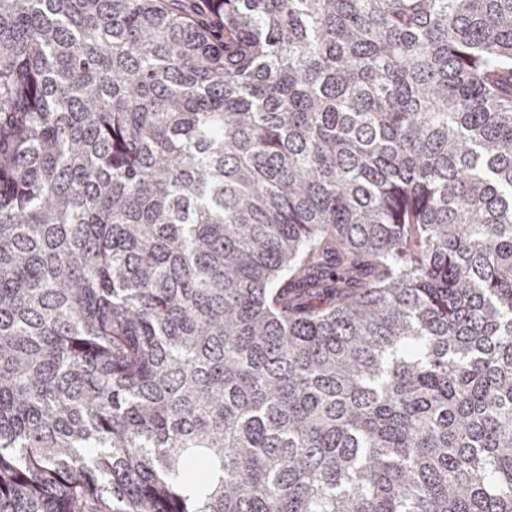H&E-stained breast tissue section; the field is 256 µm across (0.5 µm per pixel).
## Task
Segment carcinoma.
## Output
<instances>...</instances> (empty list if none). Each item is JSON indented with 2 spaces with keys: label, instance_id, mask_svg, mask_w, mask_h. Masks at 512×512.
<instances>
[{
  "label": "carcinoma",
  "instance_id": "1",
  "mask_svg": "<svg viewBox=\"0 0 512 512\" xmlns=\"http://www.w3.org/2000/svg\"><path fill=\"white\" fill-rule=\"evenodd\" d=\"M0 512H512V0H0Z\"/></svg>",
  "mask_w": 512,
  "mask_h": 512
}]
</instances>
